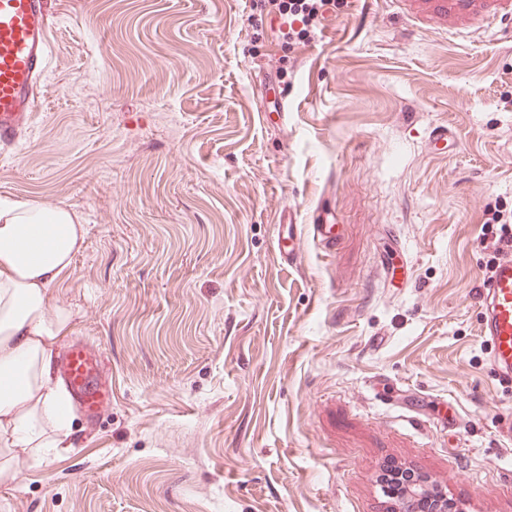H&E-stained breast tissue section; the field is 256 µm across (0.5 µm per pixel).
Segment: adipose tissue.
<instances>
[{
  "label": "adipose tissue",
  "instance_id": "1",
  "mask_svg": "<svg viewBox=\"0 0 512 512\" xmlns=\"http://www.w3.org/2000/svg\"><path fill=\"white\" fill-rule=\"evenodd\" d=\"M72 210L37 201L0 203V482L58 453L71 434L55 363L71 312L52 287L82 250Z\"/></svg>",
  "mask_w": 512,
  "mask_h": 512
}]
</instances>
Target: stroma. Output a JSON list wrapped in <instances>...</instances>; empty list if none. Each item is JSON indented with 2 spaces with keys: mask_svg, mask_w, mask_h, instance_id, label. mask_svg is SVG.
Here are the masks:
<instances>
[{
  "mask_svg": "<svg viewBox=\"0 0 512 512\" xmlns=\"http://www.w3.org/2000/svg\"><path fill=\"white\" fill-rule=\"evenodd\" d=\"M487 2L494 23L434 29L427 0H336L291 42L266 0H49L0 200L85 224L54 293L106 403L0 512H395L388 457L456 512H512L480 314L485 224L512 206V0ZM280 229L285 228V232L279 235L278 249L281 256L288 263V265L295 264L298 259L301 237L298 232L297 224H280ZM378 482L384 496L388 499H401L406 496V487L410 483L429 482L428 476L414 468L403 467L393 459H387L380 467Z\"/></svg>",
  "mask_w": 512,
  "mask_h": 512,
  "instance_id": "35a3bbf8",
  "label": "stroma"
}]
</instances>
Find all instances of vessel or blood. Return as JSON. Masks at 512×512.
I'll use <instances>...</instances> for the list:
<instances>
[{
    "instance_id": "b4317fda",
    "label": "vessel or blood",
    "mask_w": 512,
    "mask_h": 512,
    "mask_svg": "<svg viewBox=\"0 0 512 512\" xmlns=\"http://www.w3.org/2000/svg\"><path fill=\"white\" fill-rule=\"evenodd\" d=\"M472 0H435L429 17L439 25L450 11L465 12ZM49 23L44 0H0V146H23L25 130L36 104V88L43 76L49 48ZM297 225H286L278 249L287 263L299 256ZM481 332L496 370L512 381V251L502 253L481 284ZM61 371L79 407L90 416L103 406L97 383L98 362L83 347L70 348Z\"/></svg>"
}]
</instances>
